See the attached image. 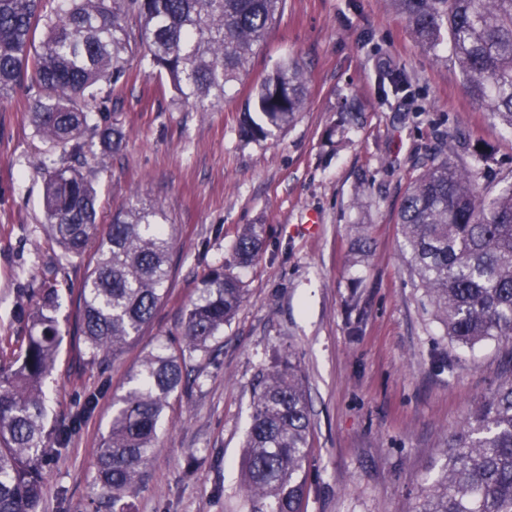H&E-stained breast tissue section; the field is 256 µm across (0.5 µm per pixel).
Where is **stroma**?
<instances>
[{
  "instance_id": "stroma-1",
  "label": "stroma",
  "mask_w": 512,
  "mask_h": 512,
  "mask_svg": "<svg viewBox=\"0 0 512 512\" xmlns=\"http://www.w3.org/2000/svg\"><path fill=\"white\" fill-rule=\"evenodd\" d=\"M286 57L306 70L304 111L267 141L243 140L252 81ZM390 69L407 76V91H383ZM112 99L121 151L104 157L97 139L86 140L99 224L133 198H158L179 229L167 298L103 367L76 331L88 260L62 258L44 230L47 146L29 93L0 103V336L25 335L39 290H62L47 427L72 432L49 450L40 512H109L94 476L112 400L148 352L176 340L197 280L232 264L245 224L263 227L258 260L233 269L245 300L220 350L195 358L191 381L172 394L136 512H241L252 384L289 355L306 377L312 422L304 512H410L460 424L495 387L505 350L449 343L407 265L398 207L435 131L492 149L500 176L512 172V135L467 97L453 62L416 43L389 0H286L246 80L210 111L178 101L135 61ZM342 112L356 123L338 126ZM358 224L370 237L365 258Z\"/></svg>"
}]
</instances>
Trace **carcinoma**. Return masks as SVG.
Returning <instances> with one entry per match:
<instances>
[{
	"instance_id": "1",
	"label": "carcinoma",
	"mask_w": 512,
	"mask_h": 512,
	"mask_svg": "<svg viewBox=\"0 0 512 512\" xmlns=\"http://www.w3.org/2000/svg\"><path fill=\"white\" fill-rule=\"evenodd\" d=\"M417 43L437 55L448 44L466 95L512 130V0H390ZM285 0H0V100L21 84L32 93V121L58 159L44 165L45 231L65 258L97 245L78 296L80 332L91 362L117 359L167 297L177 238L165 205L136 201L97 234V197L86 172L84 136L103 155L125 134L109 124L112 87L137 49L148 74L165 78L199 112L224 101L243 80ZM137 22V28L129 25ZM43 27L39 50L33 32ZM307 79L294 58L253 87L241 134L265 141L303 111ZM417 163L398 224L408 264L452 344H510L500 382L444 450L445 461L410 512H512V177L480 182L492 154L439 132ZM257 224L238 233L239 265L254 262ZM243 282L219 265L205 272L185 306L176 348L158 345L130 371L112 405L96 482L112 512H133L125 498L158 447L170 396L189 363L218 350L224 324L245 299ZM59 289L40 294L26 336H0V512H39L48 454L43 390L63 336ZM307 383L285 359L258 374L240 460L245 512H303L310 454Z\"/></svg>"
}]
</instances>
